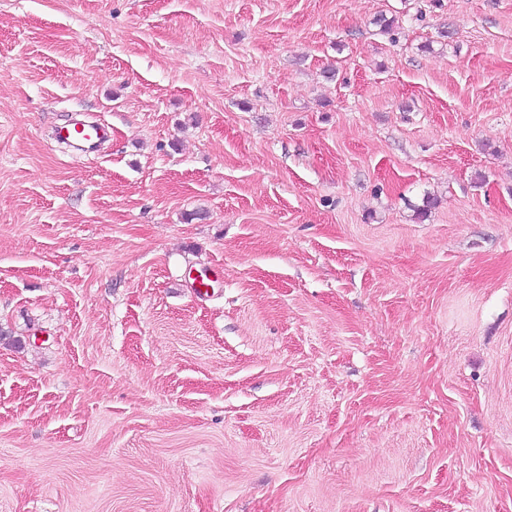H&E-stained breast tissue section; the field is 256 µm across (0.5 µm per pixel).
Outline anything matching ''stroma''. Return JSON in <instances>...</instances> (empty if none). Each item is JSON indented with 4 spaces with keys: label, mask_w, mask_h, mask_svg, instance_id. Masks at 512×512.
<instances>
[{
    "label": "stroma",
    "mask_w": 512,
    "mask_h": 512,
    "mask_svg": "<svg viewBox=\"0 0 512 512\" xmlns=\"http://www.w3.org/2000/svg\"><path fill=\"white\" fill-rule=\"evenodd\" d=\"M0 327V512H512V0H0ZM59 141H78L81 151L92 152L99 144L112 139V127L97 121L84 122L82 128L77 125L60 127L56 131Z\"/></svg>",
    "instance_id": "obj_1"
}]
</instances>
